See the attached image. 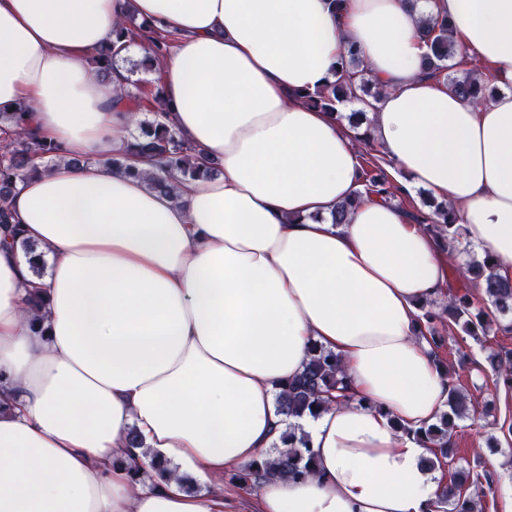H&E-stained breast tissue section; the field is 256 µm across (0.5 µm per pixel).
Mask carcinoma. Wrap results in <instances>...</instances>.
<instances>
[{
    "label": "carcinoma",
    "instance_id": "cac0c4a2",
    "mask_svg": "<svg viewBox=\"0 0 512 512\" xmlns=\"http://www.w3.org/2000/svg\"><path fill=\"white\" fill-rule=\"evenodd\" d=\"M428 53L424 68L428 74L440 77L448 83V89L459 97L478 103L489 97L488 83L477 70L460 75L450 72L448 61L454 56L455 46L448 37V22L432 21L426 27ZM114 51L110 47L95 49L88 57L91 68L105 78L112 69ZM374 80L368 76L359 53L348 46L346 54L339 61V75L328 88L316 93H307L302 99L308 105L325 112H335L345 102L359 100L378 101L381 90L369 92ZM129 105L141 112L150 105L153 119L139 121V134L131 137L125 153L115 156L107 163L123 168L126 160L134 158L153 166L148 185L155 191L169 194L180 180L195 179L219 172V167L200 156L190 143L176 138L165 122V113L159 103V91L152 92V98L141 100L127 96ZM29 107L21 103L13 111L0 110V225L14 223L9 199L17 182L39 173V168H48L59 158L57 144L39 140L28 128ZM363 169L362 191L386 203L395 198L399 187L389 173L380 156L373 155ZM415 223L433 233L444 245L450 247L460 237V225L456 224L452 209L441 204L432 212L412 214ZM494 266L478 261L465 265L462 275L481 283L491 310L473 312L469 294L455 293L448 296V304L437 309L433 305L421 307L418 318L419 330L427 331L432 345H443L441 331L454 328L466 336H484L492 328L497 316L512 313V278L492 273ZM488 360L500 379L512 385V354H491ZM350 398V383L338 355L317 346L310 349L302 373L282 386L277 396L278 411L288 418L301 419L315 416L327 405L340 404ZM469 415V401L457 389H451L449 409L438 422L417 432L427 444L431 456L425 458L429 469L435 468L436 461L448 465V482L441 485L434 505L448 508V512H476V502L464 495L465 484L479 482V477H470V472L454 466L455 448L451 435L457 421ZM284 447L270 455L262 453L258 458L241 466L232 479L243 486L254 487L260 479L272 475L283 481L295 482L315 473V454L309 440L298 425L288 426L283 436Z\"/></svg>",
    "mask_w": 512,
    "mask_h": 512
}]
</instances>
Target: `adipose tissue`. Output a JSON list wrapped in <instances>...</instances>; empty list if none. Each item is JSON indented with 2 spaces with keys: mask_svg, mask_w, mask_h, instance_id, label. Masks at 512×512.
Returning a JSON list of instances; mask_svg holds the SVG:
<instances>
[{
  "mask_svg": "<svg viewBox=\"0 0 512 512\" xmlns=\"http://www.w3.org/2000/svg\"><path fill=\"white\" fill-rule=\"evenodd\" d=\"M132 15L175 39L157 66L166 121L220 167L173 197L150 165L107 163L134 130L126 74L100 81L86 56ZM429 17L512 84V0H0V108L33 104L61 148L10 198L46 275L0 226V512H429L446 471L424 468L415 432L451 384L416 326L448 258L373 197L333 223L361 188L357 149L298 98L355 44L383 89L381 153L512 273V93L475 106L426 75ZM314 343L353 396L301 421L315 476L268 477L244 503L224 474L280 444L277 394ZM157 455L172 475L134 484Z\"/></svg>",
  "mask_w": 512,
  "mask_h": 512,
  "instance_id": "adipose-tissue-1",
  "label": "adipose tissue"
}]
</instances>
